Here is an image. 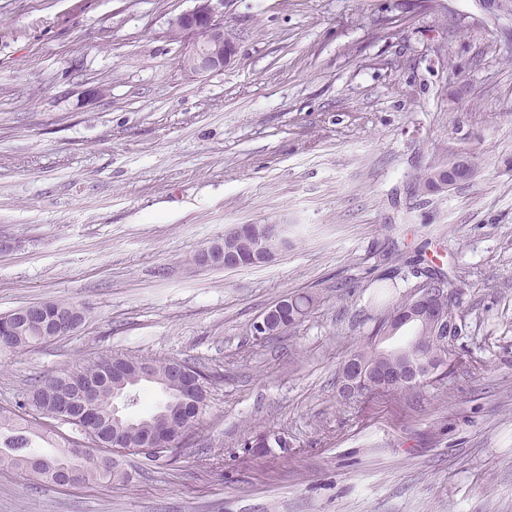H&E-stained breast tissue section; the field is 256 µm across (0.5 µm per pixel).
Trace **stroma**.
I'll return each mask as SVG.
<instances>
[{
  "mask_svg": "<svg viewBox=\"0 0 512 512\" xmlns=\"http://www.w3.org/2000/svg\"><path fill=\"white\" fill-rule=\"evenodd\" d=\"M194 6L0 0V314L87 312L0 353V406L106 356L212 377L176 463L69 489L0 469V512H512V0H226L235 52L210 75L169 26ZM456 154L477 176L415 189ZM237 224L288 246L197 267ZM412 260L461 290L456 362L344 400ZM293 295L307 314L255 335ZM256 236V244L258 246L263 261L265 262L272 252L273 248H287L288 238L285 236L284 224H253Z\"/></svg>",
  "mask_w": 512,
  "mask_h": 512,
  "instance_id": "1",
  "label": "stroma"
}]
</instances>
